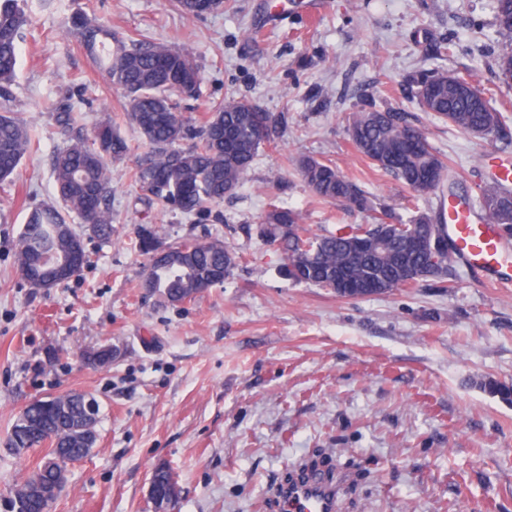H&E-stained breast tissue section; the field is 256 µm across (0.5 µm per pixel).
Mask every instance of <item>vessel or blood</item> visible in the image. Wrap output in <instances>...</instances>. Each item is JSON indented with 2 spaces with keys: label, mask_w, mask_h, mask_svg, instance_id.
I'll list each match as a JSON object with an SVG mask.
<instances>
[{
  "label": "vessel or blood",
  "mask_w": 512,
  "mask_h": 512,
  "mask_svg": "<svg viewBox=\"0 0 512 512\" xmlns=\"http://www.w3.org/2000/svg\"><path fill=\"white\" fill-rule=\"evenodd\" d=\"M447 227L463 264L492 282L512 278V256L507 254L496 227L480 222L456 202L448 206ZM276 496L282 512H336L340 486L297 472L278 488Z\"/></svg>",
  "instance_id": "vessel-or-blood-1"
}]
</instances>
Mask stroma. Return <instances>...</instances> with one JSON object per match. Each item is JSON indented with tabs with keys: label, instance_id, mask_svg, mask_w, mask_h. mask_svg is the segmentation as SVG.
<instances>
[{
	"label": "stroma",
	"instance_id": "35a3bbf8",
	"mask_svg": "<svg viewBox=\"0 0 512 512\" xmlns=\"http://www.w3.org/2000/svg\"><path fill=\"white\" fill-rule=\"evenodd\" d=\"M21 6L28 24L10 107L39 145L0 183V512L45 454L6 447L14 421L34 399L72 392L98 402L97 440L70 466L53 512H149L159 464L178 482L175 512H280L277 486L310 464L340 480L337 512H512V404L481 386L512 384V285L485 286L458 263L444 288L340 298L291 279L256 233L274 201L316 232L370 223V213L318 199L297 172L301 156L335 162L395 221L447 206L440 195L411 200L356 151L350 119L368 104L425 131L456 168L457 195L474 198L491 164L512 155L493 0H226L201 17L171 0ZM78 11L115 37L188 53L199 91L170 98L191 123L228 99L267 113L275 142L209 215L141 199L131 173L148 146L122 90L70 34ZM436 71L473 75L505 116L499 131L475 138L423 111L410 80ZM62 112L88 133L112 120L129 151L109 166L111 240L77 225L89 265L36 289L20 277L17 251L28 210L53 199V155L69 140ZM140 224L169 243L223 240L239 265L195 300L167 304L140 286L146 259L131 245ZM104 344L109 368L82 361Z\"/></svg>",
	"mask_w": 512,
	"mask_h": 512
}]
</instances>
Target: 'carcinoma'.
I'll use <instances>...</instances> for the list:
<instances>
[{
  "instance_id": "1",
  "label": "carcinoma",
  "mask_w": 512,
  "mask_h": 512,
  "mask_svg": "<svg viewBox=\"0 0 512 512\" xmlns=\"http://www.w3.org/2000/svg\"><path fill=\"white\" fill-rule=\"evenodd\" d=\"M187 15L217 12L200 0H177ZM496 33L505 49L496 60L498 77L512 81V0H494ZM74 35L90 51L107 79L129 100L128 118L149 146L132 179L141 191L187 215L234 194L252 166L260 147L275 140L267 114L234 99L209 113L199 126L176 112L169 93H196L198 69L194 59L163 44L134 37L112 45V32L85 12L73 15ZM28 23L18 0H0V183L9 181L24 157L36 146L32 130L7 106L19 56V42ZM414 97L425 112L465 133L485 138L498 132L501 114L489 107L486 92L470 76L436 72L411 78ZM70 132V142L53 158L55 201L33 208L27 215L19 243V270L25 280L41 279L55 288L70 281L68 272L50 266L80 243L69 222L92 218L96 234L112 237V188L108 162L122 160L126 141L109 123L99 124L92 137L75 125L70 112L58 116ZM349 136L356 150L380 171L392 176L411 197H425L453 185V172L432 148L426 133L400 112L371 106L354 113ZM303 181L324 201L344 202L351 208L373 211L368 193L344 176L334 164L303 156L296 161ZM478 209L483 219L512 234V189L497 181L480 187ZM258 235L275 246L286 261L288 275L299 282L326 288L343 298H359L397 288L431 282L445 287L455 263L443 213L420 212L405 224L382 218L373 224H347L334 232L313 233L298 223L295 210L272 204L257 227ZM445 251L437 264L428 261L432 243ZM135 248L147 258L140 287L169 303L194 300L204 286L221 284L238 265V255L218 239L166 244L146 224L135 232ZM481 386L489 394L512 402V386L487 378ZM87 397L71 393L63 399H38L20 414L6 445L16 455L46 447L53 467L40 483L17 486L6 501L7 512H51L54 500L45 489H62L68 464L87 457L95 439L75 440L70 426L88 417ZM51 439L44 445L45 439ZM158 502H177L179 488L171 472L160 464L153 469Z\"/></svg>"
}]
</instances>
